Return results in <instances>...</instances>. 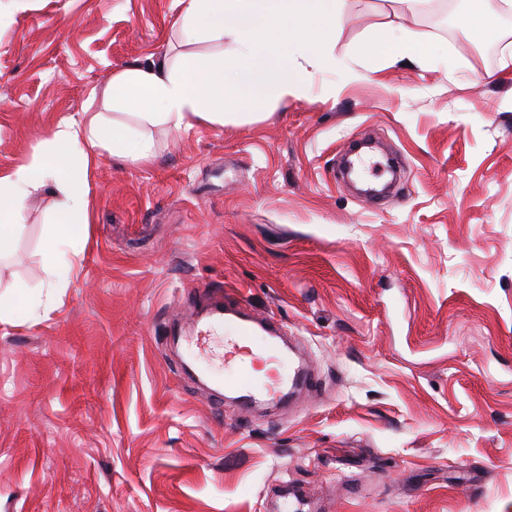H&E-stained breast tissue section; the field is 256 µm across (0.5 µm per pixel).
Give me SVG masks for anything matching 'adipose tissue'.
Here are the masks:
<instances>
[{
  "mask_svg": "<svg viewBox=\"0 0 512 512\" xmlns=\"http://www.w3.org/2000/svg\"><path fill=\"white\" fill-rule=\"evenodd\" d=\"M175 21L185 43L231 40V53L181 54L177 61H146L113 74L104 92L105 110L133 115L113 122L112 155L134 163L155 157L151 128L188 129L221 125L244 111H268L306 98L311 72L359 73L330 49L340 18L338 0H181ZM393 18L357 55L370 59L426 63L431 54L407 18L420 0H392ZM102 112L58 126L47 149L28 164L0 176V254L13 243L18 222L34 192L55 183L61 198L54 210L60 235L84 232L90 222L87 173L102 144Z\"/></svg>",
  "mask_w": 512,
  "mask_h": 512,
  "instance_id": "adipose-tissue-1",
  "label": "adipose tissue"
}]
</instances>
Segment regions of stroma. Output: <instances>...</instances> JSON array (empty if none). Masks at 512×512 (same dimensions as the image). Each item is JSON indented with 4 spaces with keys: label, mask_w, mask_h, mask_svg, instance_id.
Here are the masks:
<instances>
[{
    "label": "stroma",
    "mask_w": 512,
    "mask_h": 512,
    "mask_svg": "<svg viewBox=\"0 0 512 512\" xmlns=\"http://www.w3.org/2000/svg\"><path fill=\"white\" fill-rule=\"evenodd\" d=\"M349 56L392 18L340 0ZM427 0L429 64L384 62L259 120L153 128L148 164L98 150L85 237L46 252L36 192L0 259V512H512V12ZM178 0H0V175L114 72L187 52ZM371 133L403 161L372 203L334 181ZM280 323L315 380L240 409L187 373L185 295Z\"/></svg>",
    "instance_id": "stroma-1"
}]
</instances>
